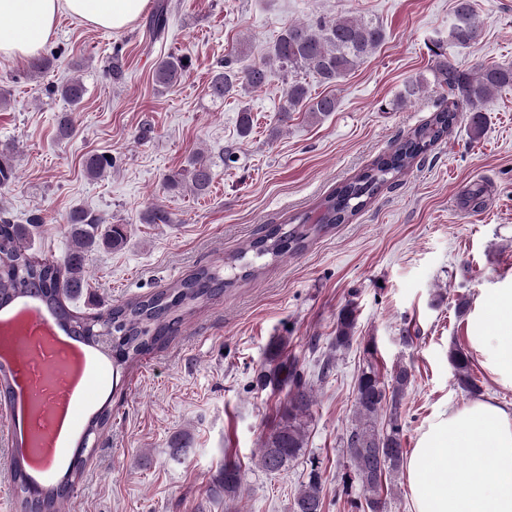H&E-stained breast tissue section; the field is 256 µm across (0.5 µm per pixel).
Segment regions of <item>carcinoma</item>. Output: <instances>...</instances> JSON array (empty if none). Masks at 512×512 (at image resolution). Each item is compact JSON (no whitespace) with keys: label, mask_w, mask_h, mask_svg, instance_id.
Wrapping results in <instances>:
<instances>
[{"label":"carcinoma","mask_w":512,"mask_h":512,"mask_svg":"<svg viewBox=\"0 0 512 512\" xmlns=\"http://www.w3.org/2000/svg\"><path fill=\"white\" fill-rule=\"evenodd\" d=\"M168 21V4L157 5L149 21L153 38L164 34ZM482 35L475 18L473 0H455L453 21L448 40L468 47ZM386 40V31L379 23L365 18L344 16L336 19L320 17L313 23L292 24L283 29L268 48L264 61L241 63L237 56L224 60L213 71L209 88L216 100L235 95L241 89H258L265 85L270 67L278 65L290 73L305 70L321 83H335L352 71ZM437 62L432 69L434 84L448 89L452 100L428 121L417 126L395 142L390 152L359 170L352 178L336 186L324 196L316 213L294 218L293 227L283 224L269 227L265 234L250 242L246 250L224 260V267H201L189 277L174 282L169 288L128 301L117 303L96 315H87L69 301L87 287V272L91 255L100 250H121L127 244L123 224H104L91 212L74 208L68 215L65 233L70 241L68 251L57 260L35 261L29 253L33 225L41 218L33 216L26 224H13L0 217V308L19 300H29L47 308L58 325L83 345L94 348L112 360L115 366H127L148 355L167 336L172 334L195 308L232 288L240 280L256 276L259 268L254 260L278 259L302 250L311 234L333 224H347L369 206L379 189L406 174L433 146L448 135L457 122L460 108L467 107V123L471 138L478 139L487 124L485 106L493 93L512 85V66H489L468 73L448 61L435 45ZM184 57L170 54L154 71L155 82L164 87L176 86L190 64ZM84 85L71 80L61 86V94L71 103L79 104ZM332 95H310L306 84L292 81L288 85V115L303 108L318 118L336 111ZM112 160L90 155L84 162L85 172L100 176ZM16 178L10 153L0 151V188L9 186ZM189 181L199 196L210 191L213 172L209 164L193 159L189 167L166 177L168 190L181 188ZM357 328L356 308L349 303L336 316V336L332 347L345 348L354 339ZM449 359L459 385L470 393L480 391L472 373L471 356L465 349L454 347ZM272 366L257 373L256 382L262 387L288 388L286 401L279 407L278 420L262 443L258 465L267 472H277L299 459L307 444V419L313 405V395L297 366L282 358L277 345L271 353ZM412 374L405 366L394 370L389 381L369 365L362 369L355 387L356 423L343 438V448L351 463L353 480L362 488L368 512H386L382 499L388 481L404 464V448L398 424V409L411 385ZM389 412L386 426H379L383 412ZM112 419V408L105 404L88 420L84 436L98 435ZM84 460L69 467L64 485L37 484L24 457H14L10 471L19 497V512H61V504L74 493L82 475ZM243 482L241 467L224 463L214 478L212 491L233 499ZM293 512H323L320 477L311 468L308 481L303 483L294 498Z\"/></svg>","instance_id":"obj_1"}]
</instances>
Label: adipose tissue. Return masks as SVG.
Instances as JSON below:
<instances>
[{"instance_id": "1", "label": "adipose tissue", "mask_w": 512, "mask_h": 512, "mask_svg": "<svg viewBox=\"0 0 512 512\" xmlns=\"http://www.w3.org/2000/svg\"><path fill=\"white\" fill-rule=\"evenodd\" d=\"M148 0H0V58L39 55L69 16L97 28L121 31L144 13ZM473 321L489 324L471 337L486 371L512 388V288L487 289ZM464 460L448 465L449 451ZM413 512H512V404L479 397L443 411L417 440L406 461Z\"/></svg>"}]
</instances>
